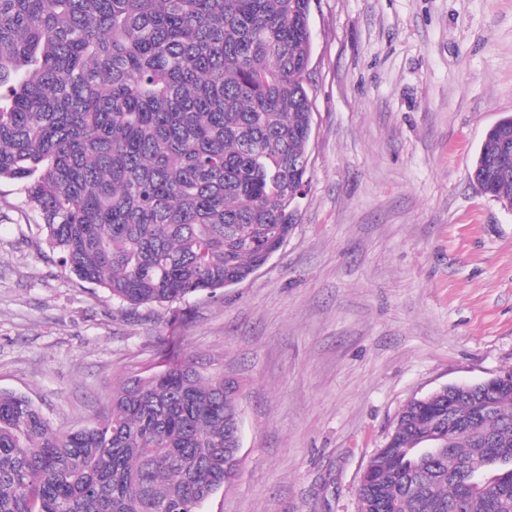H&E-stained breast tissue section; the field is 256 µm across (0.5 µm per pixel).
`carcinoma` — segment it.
Wrapping results in <instances>:
<instances>
[{
	"label": "carcinoma",
	"mask_w": 512,
	"mask_h": 512,
	"mask_svg": "<svg viewBox=\"0 0 512 512\" xmlns=\"http://www.w3.org/2000/svg\"><path fill=\"white\" fill-rule=\"evenodd\" d=\"M311 4L0 0V181L22 183L65 270L172 305L279 251L312 134ZM471 179L512 203V115ZM239 390L187 358L119 377L65 433L0 391V512H199L232 483ZM365 471L366 512H512V382L411 399Z\"/></svg>",
	"instance_id": "carcinoma-1"
}]
</instances>
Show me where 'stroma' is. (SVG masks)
Listing matches in <instances>:
<instances>
[{
    "label": "stroma",
    "mask_w": 512,
    "mask_h": 512,
    "mask_svg": "<svg viewBox=\"0 0 512 512\" xmlns=\"http://www.w3.org/2000/svg\"><path fill=\"white\" fill-rule=\"evenodd\" d=\"M298 222L246 281L132 308L0 181V390L58 431L187 355L241 384V465L200 512H358L401 407L512 369V211L472 182L512 113V0H313Z\"/></svg>",
    "instance_id": "obj_1"
}]
</instances>
